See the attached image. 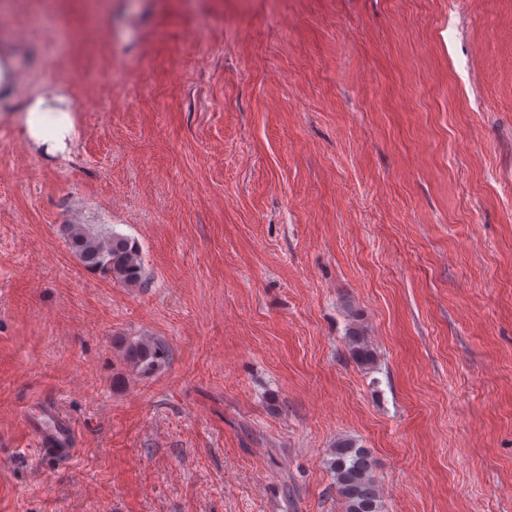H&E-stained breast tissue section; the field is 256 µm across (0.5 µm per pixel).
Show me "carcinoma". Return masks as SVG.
I'll return each instance as SVG.
<instances>
[{
    "mask_svg": "<svg viewBox=\"0 0 512 512\" xmlns=\"http://www.w3.org/2000/svg\"><path fill=\"white\" fill-rule=\"evenodd\" d=\"M66 232L71 249L88 268L126 284L142 279L143 263L136 242L90 224H69ZM346 342L359 364L373 363V352L361 329L350 328ZM123 353L127 363L142 374L151 373L169 359L164 344L147 339L124 344ZM329 469L344 512H384L376 461L369 449L350 438H339L330 449Z\"/></svg>",
    "mask_w": 512,
    "mask_h": 512,
    "instance_id": "carcinoma-1",
    "label": "carcinoma"
}]
</instances>
